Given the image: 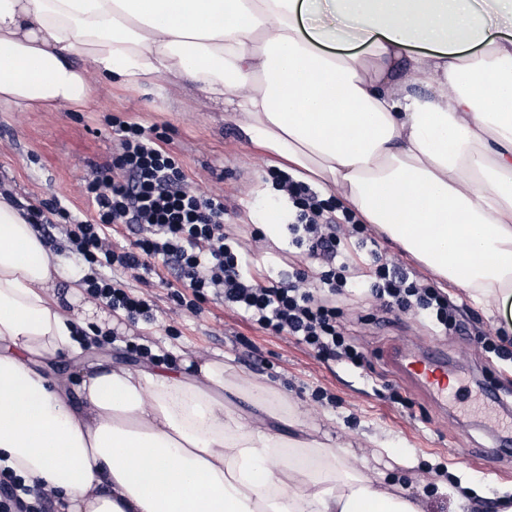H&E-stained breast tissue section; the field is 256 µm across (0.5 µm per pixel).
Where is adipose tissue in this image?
Wrapping results in <instances>:
<instances>
[{
  "label": "adipose tissue",
  "mask_w": 512,
  "mask_h": 512,
  "mask_svg": "<svg viewBox=\"0 0 512 512\" xmlns=\"http://www.w3.org/2000/svg\"><path fill=\"white\" fill-rule=\"evenodd\" d=\"M512 0H0V102L81 106L107 81L201 85L294 178L479 305L512 299ZM60 258L0 197V467L58 512H424L278 395L180 357L47 374L122 313L63 297ZM246 400L245 414L225 395Z\"/></svg>",
  "instance_id": "obj_1"
}]
</instances>
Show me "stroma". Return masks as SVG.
<instances>
[{"label": "stroma", "instance_id": "stroma-1", "mask_svg": "<svg viewBox=\"0 0 512 512\" xmlns=\"http://www.w3.org/2000/svg\"><path fill=\"white\" fill-rule=\"evenodd\" d=\"M166 129L169 147L198 189L220 193L238 209L242 236L279 214L278 193L268 170L275 162L250 144L223 104L200 86L174 88L165 80L139 88L97 83L88 103L52 112H19L0 104V179L18 196L39 202L60 198L85 209V187L94 164L112 152L109 115ZM150 287L159 305L154 321L127 325L132 338L163 352L221 360L235 373L283 396L301 412L317 437L354 449L378 472L401 478L424 512H499L512 506V454L494 456L496 438L475 409L482 388L497 389L505 415L512 416V325L499 307H477L468 291L442 284L473 324L472 336H438L411 311L378 312L367 293L340 302L339 321L364 350L367 363L356 368L324 363L295 340L268 336L221 303L193 313L168 298L171 275L156 266ZM505 337L506 351L485 352L480 333ZM448 359L453 390L445 405L400 377L390 352L420 356L429 348ZM394 388L399 398L383 396ZM386 455L374 461L377 443Z\"/></svg>", "mask_w": 512, "mask_h": 512}]
</instances>
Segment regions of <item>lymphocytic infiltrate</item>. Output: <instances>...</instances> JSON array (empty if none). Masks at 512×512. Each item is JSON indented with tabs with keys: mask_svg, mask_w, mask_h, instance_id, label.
<instances>
[{
	"mask_svg": "<svg viewBox=\"0 0 512 512\" xmlns=\"http://www.w3.org/2000/svg\"><path fill=\"white\" fill-rule=\"evenodd\" d=\"M110 124L112 154L95 166L86 187L92 218L58 201L27 203L22 211L46 246L66 239L90 269L82 279L87 294L131 323L156 317L158 305L145 285L157 260L178 284L171 293L178 306L197 312L216 301L264 333L294 339L320 360L360 366L364 354L345 335L336 306L356 285L342 250L344 239L355 236L372 260L368 288L382 311L412 310L436 333L468 334L457 306L438 288L383 255L351 213L338 211L334 201L320 199L310 185L281 171L273 179L294 206L288 234L309 264L277 281L246 276L255 254L228 224L223 195L192 187L179 159L165 147L166 131L117 116ZM115 226L125 229L128 246H113ZM129 278L141 282V289L126 286ZM0 512H54L53 493L1 468Z\"/></svg>",
	"mask_w": 512,
	"mask_h": 512,
	"instance_id": "1",
	"label": "lymphocytic infiltrate"
}]
</instances>
